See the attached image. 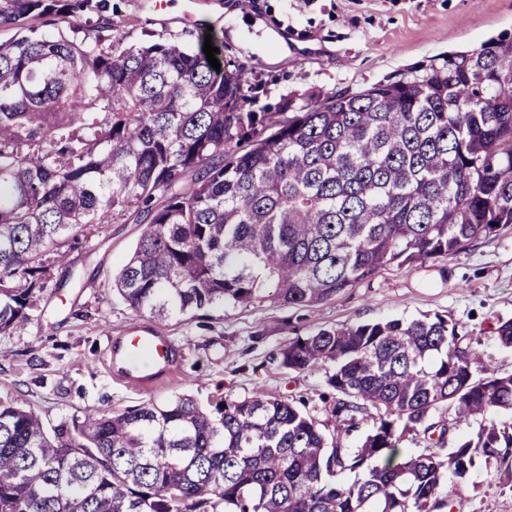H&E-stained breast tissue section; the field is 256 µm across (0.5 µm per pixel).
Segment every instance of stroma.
I'll use <instances>...</instances> for the list:
<instances>
[{
    "instance_id": "35a3bbf8",
    "label": "stroma",
    "mask_w": 512,
    "mask_h": 512,
    "mask_svg": "<svg viewBox=\"0 0 512 512\" xmlns=\"http://www.w3.org/2000/svg\"><path fill=\"white\" fill-rule=\"evenodd\" d=\"M112 37L123 46L206 40L236 65L258 111L309 107L430 65L453 52L512 36V0H108ZM140 225L133 219L84 228L52 260L25 325L0 334V402L22 403L47 427L86 412H117L145 400L187 394L201 405L217 398H282L304 403L320 425L325 374L282 367L276 352L320 328L438 314L456 323L461 346L486 368L512 372V347L496 334L512 318V228L471 242L452 257L391 265L313 307L263 299L158 322L131 310L112 289ZM148 326L179 347L181 359L154 387L116 379L107 367L111 337ZM462 489L463 512H512V482L496 462L476 459Z\"/></svg>"
}]
</instances>
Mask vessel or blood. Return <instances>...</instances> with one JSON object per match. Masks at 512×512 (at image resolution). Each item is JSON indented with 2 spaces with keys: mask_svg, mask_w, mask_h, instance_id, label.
<instances>
[{
  "mask_svg": "<svg viewBox=\"0 0 512 512\" xmlns=\"http://www.w3.org/2000/svg\"><path fill=\"white\" fill-rule=\"evenodd\" d=\"M179 358V352L168 339L152 328H137L112 337L109 359L113 373L143 388L152 387Z\"/></svg>",
  "mask_w": 512,
  "mask_h": 512,
  "instance_id": "1",
  "label": "vessel or blood"
}]
</instances>
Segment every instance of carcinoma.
<instances>
[{
  "label": "carcinoma",
  "mask_w": 512,
  "mask_h": 512,
  "mask_svg": "<svg viewBox=\"0 0 512 512\" xmlns=\"http://www.w3.org/2000/svg\"><path fill=\"white\" fill-rule=\"evenodd\" d=\"M107 8L0 0L17 30L0 42V334L29 320L49 256L133 207L141 233L112 288L159 322L316 306L512 226V38L274 120L201 49L112 41ZM84 11L100 17L79 39L35 35ZM278 359L330 367L332 427L278 398L178 395L50 430L0 403V512H462L446 474L512 455V373L487 372L441 315L320 329ZM491 411L511 418L455 435ZM358 418L361 445L342 447ZM407 436L430 442L402 456Z\"/></svg>",
  "instance_id": "carcinoma-1"
}]
</instances>
